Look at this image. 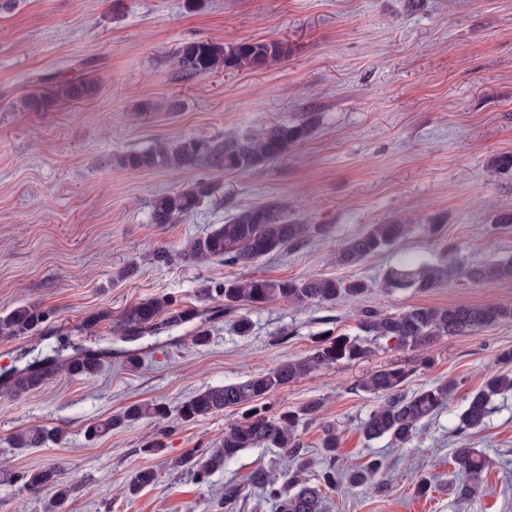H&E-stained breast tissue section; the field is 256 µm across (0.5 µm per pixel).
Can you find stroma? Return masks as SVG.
Instances as JSON below:
<instances>
[{
	"label": "stroma",
	"mask_w": 512,
	"mask_h": 512,
	"mask_svg": "<svg viewBox=\"0 0 512 512\" xmlns=\"http://www.w3.org/2000/svg\"><path fill=\"white\" fill-rule=\"evenodd\" d=\"M286 42L287 56L268 67L187 78L173 53L197 39ZM95 87L81 100L58 98L63 82ZM49 100L29 111V96ZM313 112L318 125L281 159L247 174L208 169L128 170L117 156L160 139L220 138L292 123ZM512 152V0H0V313L20 304L45 311L38 334L0 338V387L6 373L48 356L78 351L101 357L89 378L59 373L16 398L0 395V512H49L48 495L31 493L21 472L53 463L70 486L65 512H280L250 481L258 469L280 478L290 466L282 448H249L200 484L174 468L193 448H213L243 412L230 408L197 422L177 415L194 392L246 379L310 354L319 341L357 332L369 306L512 303V280H464L420 293L378 288L400 254L461 266L512 258V228L490 225L512 210V178H492L491 157ZM214 193L171 224L150 220L155 196L196 181ZM278 202L289 215L327 230L294 249L253 263L195 266L183 245L240 208ZM444 215L439 233L427 224ZM401 218L410 230L397 244L345 267L336 253L370 224ZM130 268L114 280L120 268ZM311 275L362 279L360 299L303 307L282 300L244 306L127 341L116 322L130 306L158 297L177 309L210 311L203 287L249 276ZM252 328L233 329L238 315ZM206 327L197 345L191 334ZM512 349V322L444 336L421 350H381L355 364L335 363L272 393L279 414L320 400L317 420L300 438L323 468L322 426L336 424V466L346 471L383 461L360 487L330 490L324 512H512V394L498 398L485 426L458 433L469 393L493 374L497 353ZM139 365H125L127 354ZM412 368L409 390L459 380L447 407L403 447L365 439L361 426L376 406L357 381L382 366ZM162 403L167 420H142L97 438L85 433L129 404ZM59 429L62 441L16 448L20 430ZM161 439L163 454L141 446ZM489 458L478 495L448 487L452 448ZM156 482L136 494V472ZM434 486L419 493L421 478ZM239 486L223 502L224 487Z\"/></svg>",
	"instance_id": "stroma-1"
}]
</instances>
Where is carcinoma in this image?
<instances>
[{
  "mask_svg": "<svg viewBox=\"0 0 512 512\" xmlns=\"http://www.w3.org/2000/svg\"><path fill=\"white\" fill-rule=\"evenodd\" d=\"M287 54V44L276 39L234 43L201 39L181 45L174 58L181 74L201 76L219 71L261 69ZM92 90L89 83H63L56 87L55 95L79 100L92 94ZM316 126V113L307 112L295 123L271 125L253 136L230 134L222 140L201 137L161 140L146 150L122 154L118 163L129 170L210 168L245 174L284 156L291 147L308 139ZM488 170L495 175H512V152L492 157ZM209 194L210 186L203 181L159 194L151 203V222L171 224L195 211ZM323 230L324 225L303 224L285 214L280 204L268 202L243 208L205 235L189 240L182 248L181 256L193 265L217 259L224 260L226 264L246 265L270 253L296 247ZM407 231L408 225L398 220L371 224L345 243L338 253L337 262L345 266L358 265L393 246ZM453 278L473 284L512 280V259L458 267L446 258L430 263L406 256L387 270L378 287L387 293L411 288L417 292H428ZM368 288L370 285L364 280L327 276L288 280L245 277L227 280L221 288H205L202 295L221 298L226 309L243 304L261 305L277 299L307 306L333 303L343 297H358ZM172 305L173 301L165 296L134 305L122 314L120 329L125 334L153 333L158 331V320L162 318L171 324L200 315L198 311L177 312ZM45 318V313L32 305L16 306L0 316V337L29 335ZM511 321L512 304L500 303L461 304L446 308L416 306L397 313L366 309L358 322L364 338L338 336L330 343L317 345L305 358L288 359L244 380L205 388L184 400L178 413L188 422L235 407L245 408V417L224 431V439L218 447L192 450L182 463L192 468L198 482L204 483L214 472L224 469L225 462L247 448H285L293 461L288 480L281 483L277 478L260 472L254 476V481L264 489L268 498L280 502L281 512H322L323 489H332L342 479L351 486H362L379 470L380 462L373 460L364 467L346 472L337 471L330 463L318 475V483L310 484V480L303 477L308 469V457L300 446L297 428L301 422L317 418L321 402L310 400L296 411L275 415L266 408L263 400L317 367L360 361L383 344L392 343L396 349L417 350L441 336L471 335L486 327ZM53 361L54 358L48 357L18 371L4 390V395L17 397L39 388L44 384L45 376L56 372ZM497 363L499 369L467 397V405L459 415L458 428L466 431L484 427L493 409V399L512 391V350L500 352ZM99 369V359L93 355L73 356L65 366L66 373L72 377H92ZM412 375L413 369L409 367L392 366L374 370L359 381L357 388L360 391L381 400L363 422L365 438L387 437L398 445L410 443L424 421L446 408L450 396L457 389V383L450 380L424 385L409 394L404 386ZM167 415L168 408L161 403H134L120 414L91 425L88 434L101 436L127 423L145 418L160 421ZM48 438L49 433L43 429H28L15 433L12 440L16 448H36ZM450 462L454 474L461 478L454 484L453 491L462 497L476 495L482 474L489 464L484 452L470 446L454 448ZM57 473L56 467L49 465L29 470L18 479L37 495L54 494L62 505L68 489L58 484ZM156 479L153 469H141L129 491L134 494Z\"/></svg>",
  "mask_w": 512,
  "mask_h": 512,
  "instance_id": "cac0c4a2",
  "label": "carcinoma"
}]
</instances>
